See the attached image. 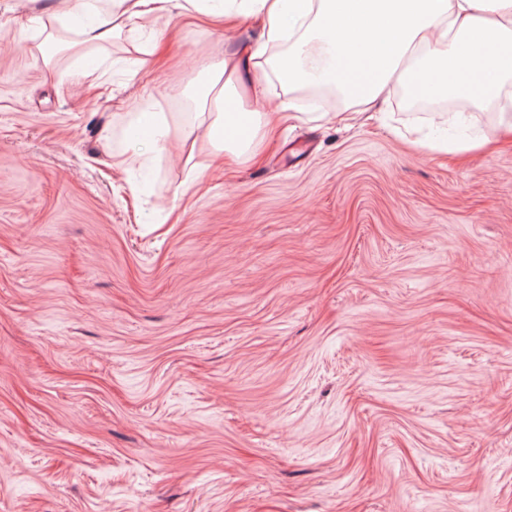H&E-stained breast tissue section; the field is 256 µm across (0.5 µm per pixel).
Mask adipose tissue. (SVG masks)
I'll return each mask as SVG.
<instances>
[{
    "instance_id": "obj_1",
    "label": "adipose tissue",
    "mask_w": 512,
    "mask_h": 512,
    "mask_svg": "<svg viewBox=\"0 0 512 512\" xmlns=\"http://www.w3.org/2000/svg\"><path fill=\"white\" fill-rule=\"evenodd\" d=\"M93 20L82 25V43L110 41L127 25L178 11L213 16L237 12L259 16L258 39L200 65L205 84L194 95L214 100L206 128L216 152L248 159L260 149L274 112L242 109L235 88L266 95L269 78L282 89L335 87L348 108L383 113L389 87L400 83L414 97L499 103V125L512 134V0H93ZM288 42L286 57L268 56L271 45Z\"/></svg>"
}]
</instances>
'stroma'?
<instances>
[{
  "mask_svg": "<svg viewBox=\"0 0 512 512\" xmlns=\"http://www.w3.org/2000/svg\"><path fill=\"white\" fill-rule=\"evenodd\" d=\"M50 3L0 0V512H512V143L298 92L192 180L259 22L47 51ZM137 141L139 149L141 146L147 149L161 151L165 148L169 138V126L166 121H156L152 128Z\"/></svg>",
  "mask_w": 512,
  "mask_h": 512,
  "instance_id": "stroma-1",
  "label": "stroma"
}]
</instances>
